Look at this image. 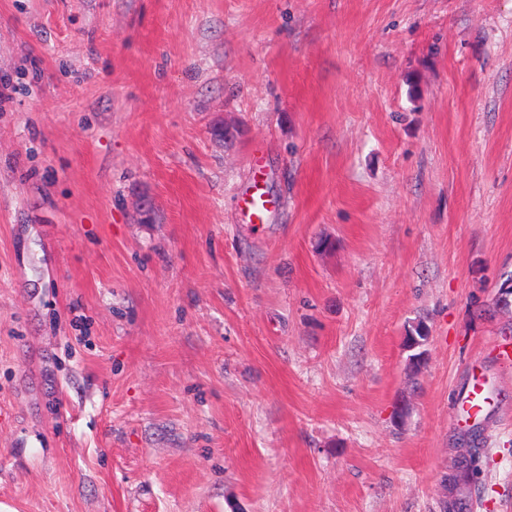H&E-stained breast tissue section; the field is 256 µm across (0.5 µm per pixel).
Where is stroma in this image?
<instances>
[{"label": "stroma", "mask_w": 512, "mask_h": 512, "mask_svg": "<svg viewBox=\"0 0 512 512\" xmlns=\"http://www.w3.org/2000/svg\"><path fill=\"white\" fill-rule=\"evenodd\" d=\"M0 80V504L440 512L478 372L512 512V0H0Z\"/></svg>", "instance_id": "stroma-1"}]
</instances>
